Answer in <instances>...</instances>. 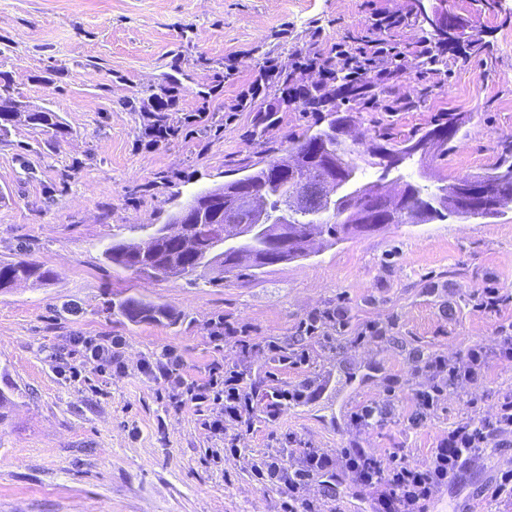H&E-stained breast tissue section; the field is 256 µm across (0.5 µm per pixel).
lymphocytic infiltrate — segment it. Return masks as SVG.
<instances>
[{
    "instance_id": "f902f5d3",
    "label": "lymphocytic infiltrate",
    "mask_w": 512,
    "mask_h": 512,
    "mask_svg": "<svg viewBox=\"0 0 512 512\" xmlns=\"http://www.w3.org/2000/svg\"><path fill=\"white\" fill-rule=\"evenodd\" d=\"M485 364L486 355L478 346L468 348L462 359L452 364L439 357L427 359L424 367L433 372L435 380L416 393L421 414L433 411L459 379H478ZM183 369L181 357L169 350L140 365L143 375L163 381L175 404L207 409L209 429L225 437L223 447L210 451L214 461L240 457L238 430L249 425L253 410V392L246 373L219 365L206 382L199 383L188 379ZM510 438L511 392L498 398L492 416L468 415L455 422L447 437L422 461L396 455L384 460L363 448H341L334 453L311 449L295 466L283 467L270 456L253 465L251 473L262 486L287 489L285 512H315L313 504L301 498V490L313 478L331 479L338 473L360 486L374 505L372 512H425L426 502L448 479L461 478L482 450L501 447Z\"/></svg>"
}]
</instances>
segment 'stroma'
<instances>
[{
    "instance_id": "35a3bbf8",
    "label": "stroma",
    "mask_w": 512,
    "mask_h": 512,
    "mask_svg": "<svg viewBox=\"0 0 512 512\" xmlns=\"http://www.w3.org/2000/svg\"><path fill=\"white\" fill-rule=\"evenodd\" d=\"M482 47L457 46L444 70L413 68L422 39L414 0H0V72L27 105L57 112L66 135L18 123L0 133V261L25 259L54 271L44 284L0 292V389L15 404L0 424V512H283L284 491L254 481L266 456L297 462L306 448H368L422 460L462 417L468 401L490 412L512 392V360L501 354L512 303L473 306L483 288L512 290V206L478 221L389 224L304 259L259 271L148 278L102 255L134 224H162L196 193L224 185L267 153L284 156L326 115L277 86L234 111L240 91L271 58L318 43L385 39L401 52L396 77L377 82L374 103L337 96L360 143L402 140L448 113L466 117L446 155L430 159L431 181L497 166L512 146V0H446ZM400 26L374 29L376 15ZM179 85L174 110L152 98ZM272 121H264L266 109ZM155 121L176 135L151 140ZM137 295L172 320L132 323L113 301ZM342 309L344 327L306 335L318 311ZM236 335L214 343L218 323ZM386 328L365 337L369 325ZM78 336L123 337V367L106 373L72 354ZM277 343L307 350V366L280 365ZM489 354L476 381L459 382L427 420H410L407 380L419 356L454 359L470 346ZM171 349L189 379L218 364L246 368L254 392L242 455L221 447L192 406L176 407L143 359ZM310 379L312 399L267 415L276 385ZM387 406L378 423L356 422L362 406ZM512 443L481 455L442 487L429 512H486Z\"/></svg>"
}]
</instances>
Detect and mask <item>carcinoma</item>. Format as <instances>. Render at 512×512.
Listing matches in <instances>:
<instances>
[{"instance_id":"1","label":"carcinoma","mask_w":512,"mask_h":512,"mask_svg":"<svg viewBox=\"0 0 512 512\" xmlns=\"http://www.w3.org/2000/svg\"><path fill=\"white\" fill-rule=\"evenodd\" d=\"M34 130L52 129L63 135L67 128L57 113L47 108H30L16 99L14 88L7 78H0V130L15 122L18 116ZM352 121L350 114L328 109L326 126L297 141L292 151L302 153L299 167L280 181H274L266 171V162L251 165L248 173L224 185L201 191L192 199L195 222L185 223L176 211L165 224H144L141 237L126 238L118 234L103 245L102 254L116 267L135 271L148 277L185 278L211 273L222 280L242 263L252 270L268 267L266 257H282L291 261L306 257L310 248L298 246L284 253L280 242L290 238L304 239L318 230L326 235L325 242L336 244L349 236L378 228L376 224L361 223L363 209H375L384 224H432L450 219L477 220L496 217L498 209H471L466 198L452 195V184L444 181L434 187L423 184L427 179L420 160L412 152L411 144L436 139V154L448 153V144L458 139L464 124L457 113L403 141L384 140L382 147L400 155L401 164L391 172L405 189L400 201L403 217L392 218L393 211L371 196L372 188L382 180V169L376 158L357 157L356 150L346 143L344 128ZM331 176L343 185L345 197L330 208L318 209V215L288 211L285 185L295 181H316L323 175ZM475 183L485 189L492 199L512 198V162L503 161L493 170L474 176ZM246 184L257 189L264 207L254 214L248 209H232L234 190ZM238 224L260 223L261 234L239 242L225 243L224 228L229 218ZM54 276L53 271L26 260L0 262V290L20 282L43 283ZM112 308L128 320H158L170 318V311L140 298L126 297L112 302Z\"/></svg>"}]
</instances>
